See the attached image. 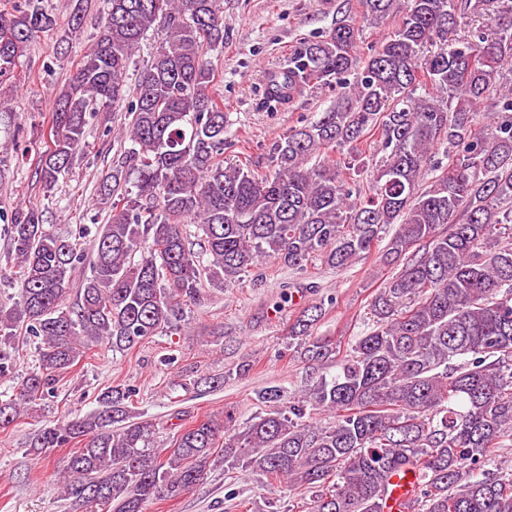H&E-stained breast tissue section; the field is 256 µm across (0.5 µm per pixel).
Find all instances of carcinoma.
Masks as SVG:
<instances>
[{
	"instance_id": "cac0c4a2",
	"label": "carcinoma",
	"mask_w": 512,
	"mask_h": 512,
	"mask_svg": "<svg viewBox=\"0 0 512 512\" xmlns=\"http://www.w3.org/2000/svg\"><path fill=\"white\" fill-rule=\"evenodd\" d=\"M39 2L0 12V77L53 26ZM363 6L374 27L398 18L366 58L359 28L342 22L265 77L269 110L310 85L339 92L319 119L273 142L261 175L224 164L211 58L224 47L220 0H109L58 95L44 195L76 167L86 114L126 107L118 135L128 147L99 186L108 217L90 247L79 242L89 228L59 236L33 206L7 225L20 291L0 307V377L17 329L41 347L0 400V427L36 411L94 347L122 354L177 330L205 280L222 289L264 260L344 269L391 224L383 259L393 273L371 330L337 362L333 344L312 335L322 309L301 312L289 335L325 372L294 393L261 389L263 410L243 426L210 415L160 448L153 421L131 420L135 390L117 385L96 412L36 430L34 453L77 445L63 475L72 512H145L220 466L309 495L308 512H383L396 473L414 477L402 512H512V472L495 464L512 446V0ZM151 30L161 41L129 95L126 73ZM370 143L373 179L355 199L351 158ZM439 145L448 167L423 188ZM185 223L198 226L197 251ZM321 412L334 421L317 424Z\"/></svg>"
}]
</instances>
